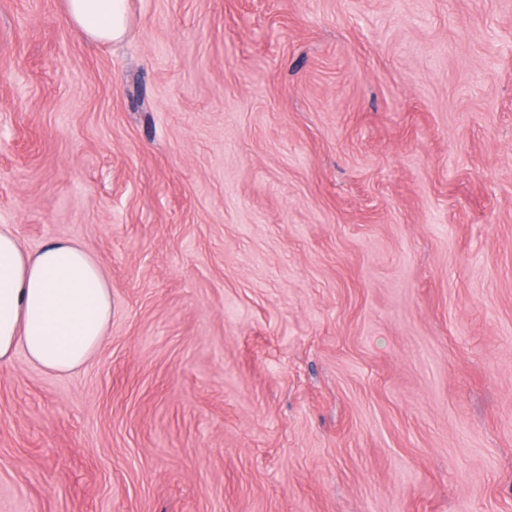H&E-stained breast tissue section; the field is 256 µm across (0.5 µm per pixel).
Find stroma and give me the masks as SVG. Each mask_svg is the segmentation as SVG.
Segmentation results:
<instances>
[{
    "label": "stroma",
    "instance_id": "obj_1",
    "mask_svg": "<svg viewBox=\"0 0 512 512\" xmlns=\"http://www.w3.org/2000/svg\"><path fill=\"white\" fill-rule=\"evenodd\" d=\"M0 227L112 288L0 512H512V0H0ZM68 20L94 41L121 40L128 27V0H66Z\"/></svg>",
    "mask_w": 512,
    "mask_h": 512
}]
</instances>
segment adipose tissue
I'll use <instances>...</instances> for the list:
<instances>
[{"label":"adipose tissue","instance_id":"adipose-tissue-1","mask_svg":"<svg viewBox=\"0 0 512 512\" xmlns=\"http://www.w3.org/2000/svg\"><path fill=\"white\" fill-rule=\"evenodd\" d=\"M70 22L95 41L121 40L128 0H66ZM112 319V293L98 262L80 244L27 249L0 229V364L17 352L55 373L84 365Z\"/></svg>","mask_w":512,"mask_h":512}]
</instances>
